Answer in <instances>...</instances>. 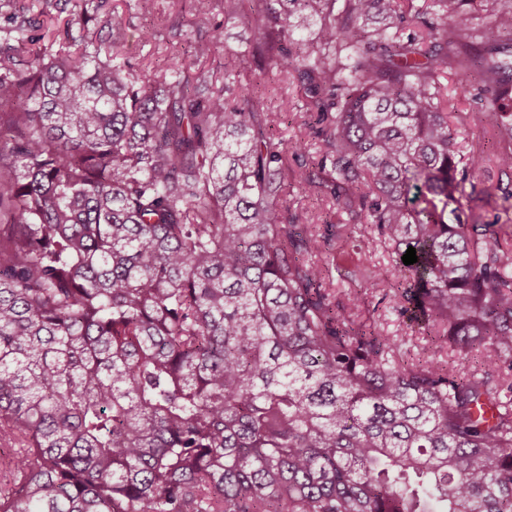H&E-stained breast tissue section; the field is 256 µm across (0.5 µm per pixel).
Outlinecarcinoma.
Segmentation results:
<instances>
[{
	"mask_svg": "<svg viewBox=\"0 0 512 512\" xmlns=\"http://www.w3.org/2000/svg\"><path fill=\"white\" fill-rule=\"evenodd\" d=\"M224 84L74 36L0 51V512H512V242L468 224L449 68L512 104V0H262ZM216 35L189 37L195 57ZM299 89L316 177L255 88ZM374 228L368 287L466 363L404 359L327 286L293 190ZM417 262L406 265L408 247Z\"/></svg>",
	"mask_w": 512,
	"mask_h": 512,
	"instance_id": "carcinoma-1",
	"label": "carcinoma"
}]
</instances>
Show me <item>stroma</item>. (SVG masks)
Masks as SVG:
<instances>
[{
    "label": "stroma",
    "instance_id": "35a3bbf8",
    "mask_svg": "<svg viewBox=\"0 0 512 512\" xmlns=\"http://www.w3.org/2000/svg\"><path fill=\"white\" fill-rule=\"evenodd\" d=\"M80 8L87 9L93 17L89 24L90 38L106 50L113 40H120L134 62L148 71L161 69L166 54L172 51L185 58L191 73L209 71L219 76L224 71L226 48L245 49L256 36L250 18L225 20L222 0H213V8L205 16L197 14L193 0H0V15L11 17L13 26L25 29L35 19L45 31L58 37L63 36L70 14ZM200 27L218 32L220 38L207 57L197 59L186 35ZM148 28L154 30L155 36L146 42L141 32ZM468 83L470 93L458 102L450 121L464 152L479 159L473 178L476 192L469 221L492 224L497 237L510 240L512 170H502L495 157L512 149V144L494 137L488 114L480 110V78L469 75ZM259 94L265 108L280 116L275 128L278 137L292 139L310 122L296 88L281 84L275 76H266ZM336 247L341 274L334 285L346 292L361 289L362 264L371 262L384 267L391 262L388 247L370 230H357L354 244L340 241ZM359 317L375 323L385 335L397 337L402 352L428 358L426 333L397 315L393 298L378 293L366 295L359 307Z\"/></svg>",
    "mask_w": 512,
    "mask_h": 512
}]
</instances>
